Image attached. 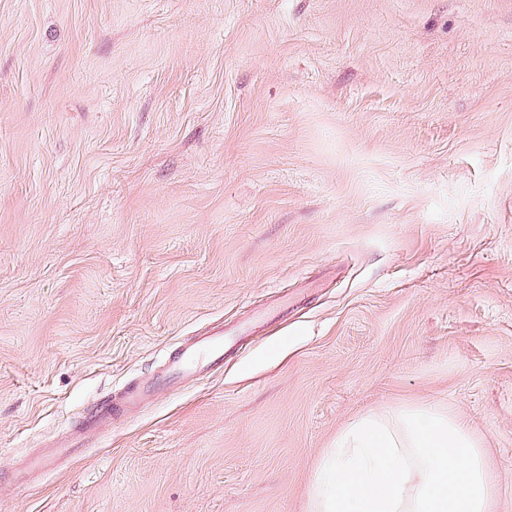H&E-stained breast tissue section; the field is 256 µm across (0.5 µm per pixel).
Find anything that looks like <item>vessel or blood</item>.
<instances>
[{
  "label": "vessel or blood",
  "mask_w": 512,
  "mask_h": 512,
  "mask_svg": "<svg viewBox=\"0 0 512 512\" xmlns=\"http://www.w3.org/2000/svg\"><path fill=\"white\" fill-rule=\"evenodd\" d=\"M230 337L223 328H215L204 336H195L183 343L179 350L167 354L153 376L138 380L118 393L98 401L78 419L69 420L64 439L47 443L40 455L34 457L29 467L46 469L60 457L73 454L90 438L97 436L119 417H126L149 405L160 386L176 387L182 380L222 366Z\"/></svg>",
  "instance_id": "obj_1"
}]
</instances>
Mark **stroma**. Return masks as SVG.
<instances>
[{"mask_svg": "<svg viewBox=\"0 0 512 512\" xmlns=\"http://www.w3.org/2000/svg\"><path fill=\"white\" fill-rule=\"evenodd\" d=\"M218 323L0 512H308L427 403L512 512V0H0V473ZM230 343L231 338L224 336L222 327H216L205 336H193L176 353L167 354L153 376L108 395L78 419L69 420L66 437L46 443L41 454L29 462V470H45L60 457L72 455L77 448H86L84 442L97 436L104 427L111 426L116 418H126L149 405L160 386L175 388L187 377L216 370L224 364L225 349Z\"/></svg>", "mask_w": 512, "mask_h": 512, "instance_id": "stroma-1", "label": "stroma"}]
</instances>
